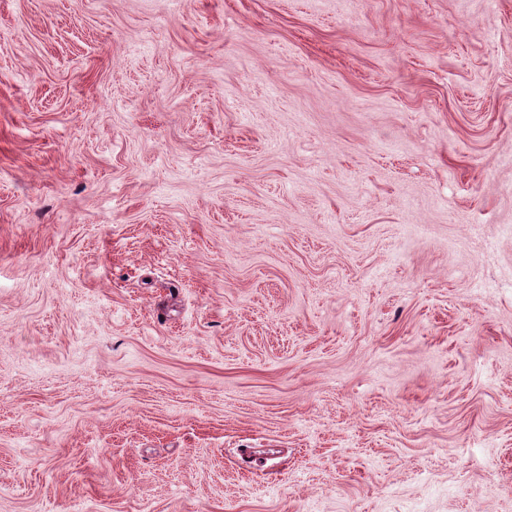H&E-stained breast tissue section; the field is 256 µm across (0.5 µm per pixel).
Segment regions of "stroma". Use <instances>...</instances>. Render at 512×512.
<instances>
[{
    "label": "stroma",
    "instance_id": "35a3bbf8",
    "mask_svg": "<svg viewBox=\"0 0 512 512\" xmlns=\"http://www.w3.org/2000/svg\"><path fill=\"white\" fill-rule=\"evenodd\" d=\"M0 512H512V0H0Z\"/></svg>",
    "mask_w": 512,
    "mask_h": 512
}]
</instances>
